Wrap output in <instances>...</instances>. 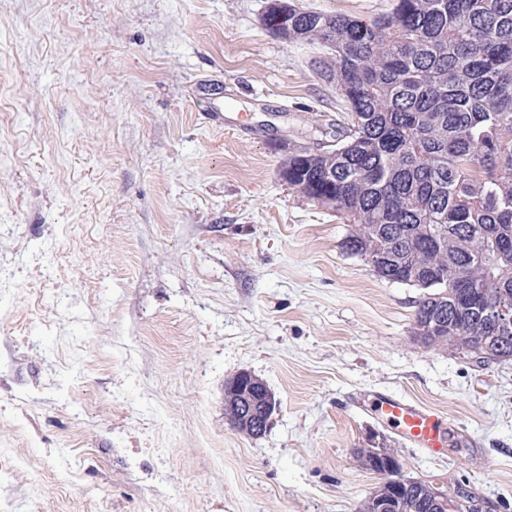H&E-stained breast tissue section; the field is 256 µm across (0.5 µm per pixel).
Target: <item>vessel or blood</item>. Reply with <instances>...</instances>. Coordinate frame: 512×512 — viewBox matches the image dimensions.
<instances>
[{
	"label": "vessel or blood",
	"instance_id": "obj_1",
	"mask_svg": "<svg viewBox=\"0 0 512 512\" xmlns=\"http://www.w3.org/2000/svg\"><path fill=\"white\" fill-rule=\"evenodd\" d=\"M371 411L411 444L439 452L448 441L446 420L438 412L393 395L377 397Z\"/></svg>",
	"mask_w": 512,
	"mask_h": 512
}]
</instances>
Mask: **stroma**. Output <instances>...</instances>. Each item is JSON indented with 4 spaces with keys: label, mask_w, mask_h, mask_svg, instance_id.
Segmentation results:
<instances>
[{
    "label": "stroma",
    "mask_w": 512,
    "mask_h": 512,
    "mask_svg": "<svg viewBox=\"0 0 512 512\" xmlns=\"http://www.w3.org/2000/svg\"><path fill=\"white\" fill-rule=\"evenodd\" d=\"M264 5L0 0V512H358L361 448L512 512V361L417 342L418 289L282 182L343 114ZM243 371L277 402L259 436L224 412ZM379 394L447 417V448L349 401Z\"/></svg>",
    "instance_id": "obj_1"
}]
</instances>
